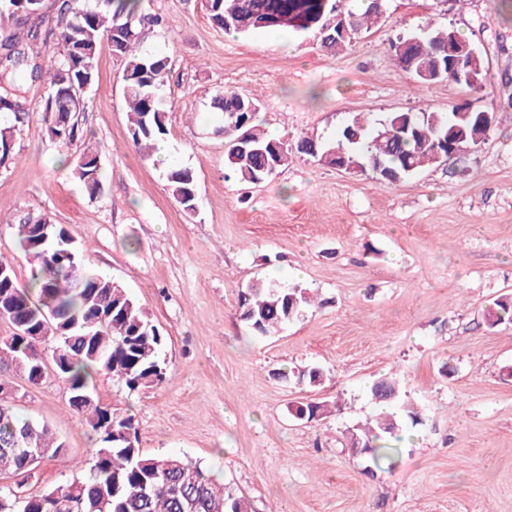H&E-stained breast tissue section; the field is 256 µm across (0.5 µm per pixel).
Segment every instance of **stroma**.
I'll list each match as a JSON object with an SVG mask.
<instances>
[{
	"instance_id": "stroma-1",
	"label": "stroma",
	"mask_w": 512,
	"mask_h": 512,
	"mask_svg": "<svg viewBox=\"0 0 512 512\" xmlns=\"http://www.w3.org/2000/svg\"><path fill=\"white\" fill-rule=\"evenodd\" d=\"M163 17L141 51L171 60L161 92L168 133L152 157L130 145L123 62L101 45L81 116L99 154L104 190L89 199L72 174L76 150L50 140L42 85L24 107L18 158L0 168V255L20 287L31 266L15 226L30 211L63 225L85 262L125 286L166 337L170 380L129 391L102 375L97 394L135 415L150 455L178 453L247 497L254 512H512V322L488 326L497 298L512 297V0H386L384 23L342 52L316 30L224 33L206 0H141ZM452 23L483 56L478 92L448 81L421 85L390 41L427 22ZM233 89L259 106L274 138L322 141L356 113L371 119L469 102L501 112L485 143L450 164L390 185L306 155L259 185L226 178L213 96ZM188 167L196 208L173 198L166 174ZM297 283L314 298L273 336L239 318L255 281ZM324 370L315 391L283 370ZM396 377L422 405L403 430L389 472L369 471L348 427L372 418L371 383ZM13 407L65 445L30 475L0 487L32 496L80 475L98 445L54 377L16 381ZM337 402L330 417L299 420L293 402Z\"/></svg>"
}]
</instances>
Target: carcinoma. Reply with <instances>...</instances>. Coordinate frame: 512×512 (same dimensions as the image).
<instances>
[{"label": "carcinoma", "instance_id": "carcinoma-1", "mask_svg": "<svg viewBox=\"0 0 512 512\" xmlns=\"http://www.w3.org/2000/svg\"><path fill=\"white\" fill-rule=\"evenodd\" d=\"M277 0H208L213 23L226 33L248 34L281 29L261 24L262 14ZM44 0H0V113L15 123L0 125V167L17 159L15 140L24 112L23 82H38L46 89L44 121L51 139L78 148L73 173L89 198L103 192L98 154L88 145L80 124L86 95L77 89L95 81V60L102 40L124 59L122 80L134 148L150 152L167 135V115L160 98L171 70L165 55L144 54L139 44L144 30L160 25L157 16L140 11V0H54V13L44 11ZM350 31L357 35L378 25L383 12L370 3L361 12L338 0ZM238 12V22L224 25V13ZM452 25H427L418 34L400 35L395 44L406 45L397 62L412 59L422 70L419 84L455 81L448 62V35ZM31 46L56 44L55 60L47 68L16 50L20 41ZM213 107L224 117L236 113L247 133L245 144L235 142L239 132L223 126L225 165L229 175L245 184L271 177L270 165L281 170L295 153L321 159L336 151L331 163L342 161L355 172H370L391 184L448 161V141L463 146L485 142L491 130L479 122L481 111L392 112L372 123L358 114L332 141L304 137L292 146L267 135L253 124L257 104L234 91H222ZM176 202L187 211L195 208L197 180L189 168H173L166 175ZM18 244L32 261L31 287L21 288L14 266L0 259V319L13 327L12 345L0 348V374L9 370L22 380H33L34 365L51 362L66 385L68 404L85 417L99 435V447L86 461L88 471L40 495L21 500L0 487V512H251V503L236 489L217 480L198 463L177 454L148 455L138 440L135 416L100 404L96 377L108 375L130 391L155 388L168 381L166 339L131 293L119 282L89 268L81 250L61 224L43 212H29L16 229ZM311 305L308 289L297 284L257 281L242 295L241 318L251 329L270 336ZM494 327L512 322V298L497 299L489 308ZM297 384L316 389L324 374L318 367L282 373ZM380 412L369 422L349 430L367 447L372 464L391 470L404 421L422 423L418 408L405 400L406 392L393 378H381L370 388ZM63 444L45 425L24 419L11 406L0 403V473L28 474L47 455H58Z\"/></svg>", "mask_w": 512, "mask_h": 512}]
</instances>
